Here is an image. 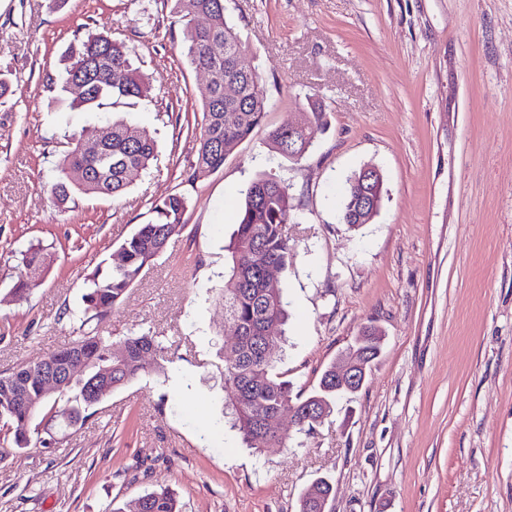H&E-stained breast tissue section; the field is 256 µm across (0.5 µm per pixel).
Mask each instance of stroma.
Here are the masks:
<instances>
[{
  "mask_svg": "<svg viewBox=\"0 0 512 512\" xmlns=\"http://www.w3.org/2000/svg\"><path fill=\"white\" fill-rule=\"evenodd\" d=\"M258 67L267 116L215 171L194 170L205 82L169 0H0V373L70 342L83 283L168 194L184 227L98 328L152 332L173 353L95 406L51 446L0 443V512H121L169 489L182 512H298L329 478L331 512H512V0H225ZM111 34L155 77L125 109L159 156L117 200L48 189L68 135L103 115L60 114L47 77L91 31ZM320 105L299 162L270 132ZM383 175L379 212L350 227L347 179ZM260 172L290 187L295 243L278 278L288 309L277 369L309 392L365 326L384 334L363 388L337 398L289 447L242 446L226 417L217 295L242 193ZM48 269L10 289L17 251ZM19 255L24 272L20 273L15 284L20 286V288H16L17 294L24 297L29 294L31 288L35 286L36 280L41 276L46 257L44 248L40 244H30L25 250H20Z\"/></svg>",
  "mask_w": 512,
  "mask_h": 512,
  "instance_id": "obj_1",
  "label": "stroma"
}]
</instances>
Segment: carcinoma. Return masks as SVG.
Segmentation results:
<instances>
[{
    "instance_id": "1",
    "label": "carcinoma",
    "mask_w": 512,
    "mask_h": 512,
    "mask_svg": "<svg viewBox=\"0 0 512 512\" xmlns=\"http://www.w3.org/2000/svg\"><path fill=\"white\" fill-rule=\"evenodd\" d=\"M172 12L184 27L185 46L190 64L211 71V82L199 88L202 106L199 148L195 167L217 170L233 154L266 117L267 95L262 78L255 69L244 67L239 56L243 45L240 33L226 19L224 0H171ZM205 14L211 23L202 29L193 25L194 18ZM70 64L59 86L57 101L71 109L88 110L129 105L148 90L152 76L134 66L128 47L111 35L91 33L71 46ZM84 84V91L74 96L71 86ZM276 152L288 158V142L303 148L305 131L299 130L288 138L282 128L270 135ZM71 149L58 167L51 186L55 205L65 206L73 195L110 197L124 196L129 187V171L144 170L153 162L157 142L151 132L122 119L107 123L101 131L100 150L112 156V166L95 171L89 166L86 150L79 138L71 137ZM361 173L349 179L347 198L341 212L345 224L356 226L373 220L377 211L352 208V199L369 184H360ZM187 201L180 193L168 195L153 207L155 221L142 224L119 247L120 259L107 266L98 265L86 278L78 310L79 321L103 319L121 302L145 268L162 255L168 241L182 228ZM293 210L289 188L275 175L263 173L253 179L243 191L238 210L237 227L227 247L228 278L221 299L229 316L234 335L222 341L224 355L221 375L224 389L231 396L232 427L242 443L254 450L271 444L288 445L276 419L277 412L292 406L302 408L318 393L292 394L290 382L274 371V358L262 349V341L270 329L282 333L288 315L283 288H270L263 276L267 265L285 270L293 256L285 224ZM24 272L16 284L17 294L26 296L41 276L45 264L44 248L31 244L19 251ZM120 344L127 353L115 358L112 337L100 333H82L71 342L37 360L21 362L0 373V426L12 435L18 449L41 440L34 421L42 417L46 425L63 424L75 414L85 420L95 404L86 397L88 377L103 367H112V390L130 385L149 368L164 370L169 361L167 347L156 337L142 334L127 336ZM78 356L90 366L88 375L72 379L63 392L51 399L41 394V386L31 370L49 364L58 371L69 367L71 358ZM26 382L27 400L36 402L28 411L19 399L11 378ZM328 492L322 481L313 484L300 501L299 512H316L317 501ZM139 512H181L174 494L166 489L147 491L137 498Z\"/></svg>"
}]
</instances>
